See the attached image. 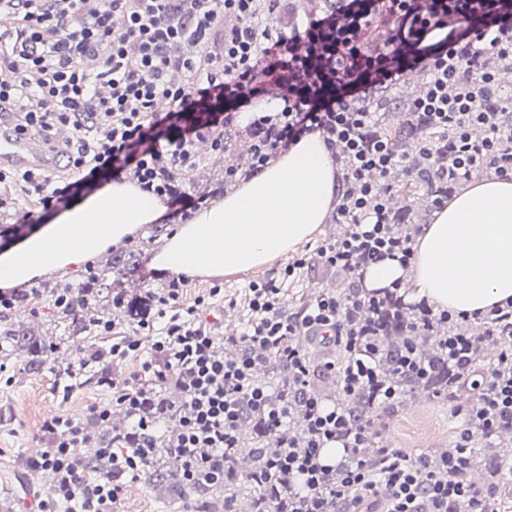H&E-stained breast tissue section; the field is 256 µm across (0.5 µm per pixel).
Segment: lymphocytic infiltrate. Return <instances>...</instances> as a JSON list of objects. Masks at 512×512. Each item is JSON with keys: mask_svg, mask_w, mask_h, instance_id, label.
<instances>
[{"mask_svg": "<svg viewBox=\"0 0 512 512\" xmlns=\"http://www.w3.org/2000/svg\"><path fill=\"white\" fill-rule=\"evenodd\" d=\"M264 0H0L12 33L0 40V70L14 81L0 82V108L12 112L14 128L48 140L66 159L59 178L41 170L0 169V213L25 201L21 223L0 226L15 243L30 234L36 210L60 211L110 175H127L143 190L179 201L169 173L194 164L196 145L224 148V126L243 104L264 95L268 82L288 90L284 106L253 119L268 137L260 165L282 149L318 132L336 151L348 192L336 202L344 236L317 249L327 266L364 270L387 258L408 262V243L389 234L385 199L387 174L397 158L384 141L365 142L362 131L375 122L370 99L379 86L396 84L410 70L426 71L429 82L414 102L439 125L456 123L450 178H470L481 170L512 172V125L483 101L500 94L496 76L482 65L490 55L512 62V0H338L331 11L311 13L303 26L284 31L264 24ZM239 23L225 29V15ZM199 45L187 56L182 43ZM188 280L174 277L163 293L141 298L137 324L157 329L149 345L122 337L109 353L123 360L148 349L142 382L101 377L112 390L111 406L91 415L108 420L112 406L132 424L121 448L104 449L110 468L88 479L78 451L90 438L81 421H44L46 449L35 467L52 470L51 498L38 512H56L61 502H77L78 512H115L124 475L139 478L149 458L164 448L180 461L175 475L187 488L224 482V454L235 448L245 410L262 429L276 433L300 413L307 437L303 450L276 447L271 471L288 477L287 512H364L377 500L383 512H454L456 505L490 498L465 476L463 448L472 431L493 438L512 431V303L482 314L486 338L498 355L492 370L472 361L473 336L457 330L441 346L459 374L471 378L477 394L463 412L467 423L458 454L442 456L436 467L399 449L374 446L371 421H352L345 400L367 396L390 405L397 390L378 373L380 341L362 336L351 316L360 307H379L383 292L354 298L315 296L295 316L288 315L275 281L251 283L247 321L228 358L205 307L223 300L224 288L186 306ZM162 328H155V321ZM331 330L329 344L343 345L345 363L309 365L300 336ZM282 360L287 379L301 394L298 409L274 399L257 371L268 359ZM338 374L343 399L325 403L314 390L321 370ZM172 387L182 396L180 413L169 412L158 391ZM341 444L344 456L326 462L323 450Z\"/></svg>", "mask_w": 512, "mask_h": 512, "instance_id": "obj_1", "label": "lymphocytic infiltrate"}]
</instances>
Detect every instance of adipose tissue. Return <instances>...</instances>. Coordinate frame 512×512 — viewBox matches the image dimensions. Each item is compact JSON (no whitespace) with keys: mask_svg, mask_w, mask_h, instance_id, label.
<instances>
[{"mask_svg":"<svg viewBox=\"0 0 512 512\" xmlns=\"http://www.w3.org/2000/svg\"><path fill=\"white\" fill-rule=\"evenodd\" d=\"M336 166L320 133L305 135L262 174L176 225L151 263L160 272L219 276L265 266L297 250L326 223L336 201ZM167 210L154 194L115 179L58 212L38 232L0 252V287L78 266L122 244ZM409 263L369 267L366 289L400 285L406 296L472 315L512 301V173L473 182L435 211Z\"/></svg>","mask_w":512,"mask_h":512,"instance_id":"1","label":"adipose tissue"}]
</instances>
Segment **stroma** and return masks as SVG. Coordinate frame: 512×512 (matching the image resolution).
I'll return each mask as SVG.
<instances>
[{
  "instance_id": "stroma-1",
  "label": "stroma",
  "mask_w": 512,
  "mask_h": 512,
  "mask_svg": "<svg viewBox=\"0 0 512 512\" xmlns=\"http://www.w3.org/2000/svg\"><path fill=\"white\" fill-rule=\"evenodd\" d=\"M234 156L225 157L223 163H216L213 156L203 154L196 167L176 173L175 183L179 191L188 198L207 196L209 202H216L213 190L224 185L234 190L236 182H225L226 166L235 164ZM335 221L320 225L311 240L301 248L310 255L308 266L298 270L293 277L282 279L281 270L286 257L279 256L264 268L238 273L232 276H193L185 288L183 301L193 304L208 288L220 283L226 295L238 301L233 316H225L221 305L207 309L206 318L214 322L218 335L236 334L243 331L246 312L243 307L245 290L255 280H276L283 288L287 306H294L299 295H313L335 287V271L325 269L313 256L324 241L335 239ZM150 228H143L132 240V247L141 251V265L138 271L124 283L129 293L160 291L171 279L170 274L152 269L150 260L160 250L164 239H151ZM24 316L8 312L7 320L14 325L32 326L39 334L58 338L55 352L41 355L37 370H29L31 354L24 353L7 360L8 380L0 379V512H32L40 500L46 498L52 485L43 482L41 470L32 468L31 462L45 444L37 433L44 420L55 416L86 418L91 407L106 405L112 400V391L97 380H89L69 398H61L57 385L69 364L96 350L105 348L102 339H90L82 345H75L65 339L64 327L55 317L49 290L27 297L21 303ZM462 419L454 417L448 404L424 397L407 400L394 415L379 419L376 425L384 442L402 449L409 455L431 454L447 448L456 440L463 429ZM204 505L194 490L184 489L180 499H172L166 487L153 485L146 479L128 484L118 505V512H203Z\"/></svg>"
}]
</instances>
